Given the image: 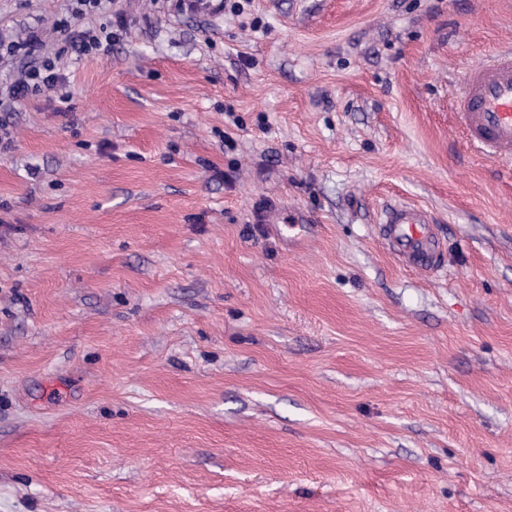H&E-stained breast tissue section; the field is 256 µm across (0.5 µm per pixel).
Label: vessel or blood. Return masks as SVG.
I'll return each instance as SVG.
<instances>
[{
    "label": "vessel or blood",
    "instance_id": "obj_1",
    "mask_svg": "<svg viewBox=\"0 0 512 512\" xmlns=\"http://www.w3.org/2000/svg\"><path fill=\"white\" fill-rule=\"evenodd\" d=\"M454 127L483 158L512 161V46L501 47L470 65L451 112ZM380 233L403 265L425 274L437 270L443 243L431 214L405 202L387 204Z\"/></svg>",
    "mask_w": 512,
    "mask_h": 512
}]
</instances>
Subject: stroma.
Here are the masks:
<instances>
[{
	"label": "stroma",
	"mask_w": 512,
	"mask_h": 512,
	"mask_svg": "<svg viewBox=\"0 0 512 512\" xmlns=\"http://www.w3.org/2000/svg\"><path fill=\"white\" fill-rule=\"evenodd\" d=\"M74 0H0V39ZM0 110V512H512V0H114ZM430 211L437 272L383 207ZM454 127L483 158L512 160V46L470 65L451 112ZM380 224L382 239L400 263L425 274L437 270L443 242L427 210L405 202L389 203Z\"/></svg>",
	"instance_id": "1"
}]
</instances>
